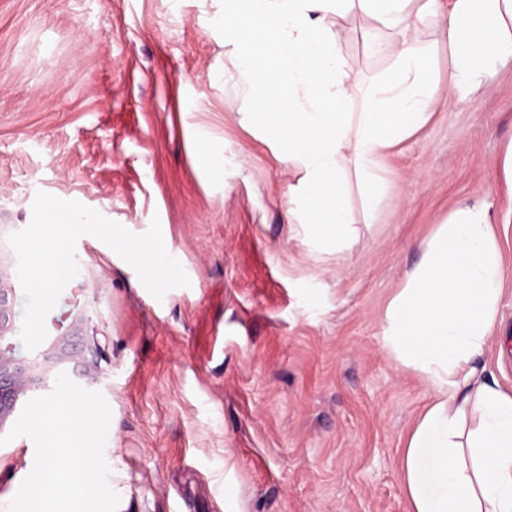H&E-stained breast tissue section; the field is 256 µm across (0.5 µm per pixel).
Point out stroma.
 Returning a JSON list of instances; mask_svg holds the SVG:
<instances>
[{"instance_id": "1", "label": "stroma", "mask_w": 512, "mask_h": 512, "mask_svg": "<svg viewBox=\"0 0 512 512\" xmlns=\"http://www.w3.org/2000/svg\"><path fill=\"white\" fill-rule=\"evenodd\" d=\"M219 0H0V280L24 294L9 236L38 192L145 234L159 218L189 279L156 299L94 236L75 246L61 301L84 317L79 382L110 410L127 512H408L401 455L430 401L384 346L383 319L423 243L456 208L488 204L506 258L498 326L480 362L512 392V193L497 163L512 143V59L466 99L440 95L391 149L375 223L313 254L292 238L297 170L246 127L253 105L223 82ZM348 111L395 59L348 16ZM448 81V0L416 34ZM214 137L211 176L192 138ZM35 463L26 436L0 444V512Z\"/></svg>"}]
</instances>
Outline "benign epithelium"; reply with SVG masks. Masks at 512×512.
<instances>
[{"instance_id": "obj_1", "label": "benign epithelium", "mask_w": 512, "mask_h": 512, "mask_svg": "<svg viewBox=\"0 0 512 512\" xmlns=\"http://www.w3.org/2000/svg\"><path fill=\"white\" fill-rule=\"evenodd\" d=\"M10 294L12 289L0 281V426L13 414L19 396L34 384L43 382L41 373L45 371L43 361L30 359L19 351V327L12 319ZM70 316L69 311L58 316V327L54 328V364L71 363L76 372L83 364V356L75 348L81 328L75 322H68Z\"/></svg>"}]
</instances>
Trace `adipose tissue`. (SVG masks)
Here are the masks:
<instances>
[{
    "instance_id": "ef3b65f1",
    "label": "adipose tissue",
    "mask_w": 512,
    "mask_h": 512,
    "mask_svg": "<svg viewBox=\"0 0 512 512\" xmlns=\"http://www.w3.org/2000/svg\"><path fill=\"white\" fill-rule=\"evenodd\" d=\"M429 0H224L229 77L262 104L250 128L297 165L289 227L309 252L341 251L355 234L357 187L365 221L385 191V153L424 127L440 91L466 98L484 72L512 57V0H451L447 86L412 39ZM352 13L371 18L395 66L351 115L341 46ZM504 257L488 208L455 209L391 299L387 351L426 382L432 401L415 419L401 461L408 512H512V393L476 365L496 330ZM477 425L466 429L467 415Z\"/></svg>"
}]
</instances>
